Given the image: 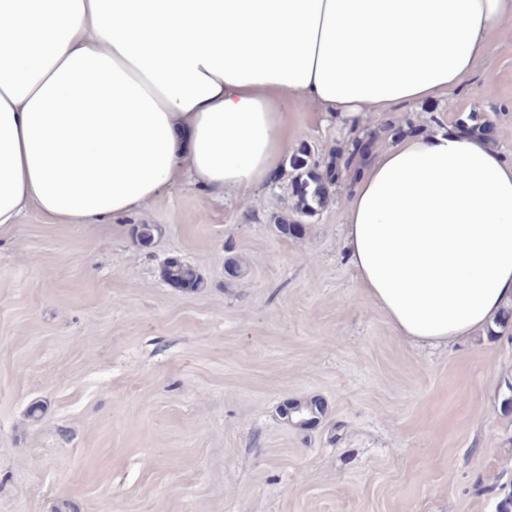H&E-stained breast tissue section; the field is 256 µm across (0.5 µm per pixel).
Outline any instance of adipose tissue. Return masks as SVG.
<instances>
[{
  "label": "adipose tissue",
  "instance_id": "1",
  "mask_svg": "<svg viewBox=\"0 0 512 512\" xmlns=\"http://www.w3.org/2000/svg\"><path fill=\"white\" fill-rule=\"evenodd\" d=\"M509 25L512 0H0V228L137 214L185 178L249 197L289 103L441 98ZM342 240L400 336L451 346L512 304V163L405 133L355 180Z\"/></svg>",
  "mask_w": 512,
  "mask_h": 512
}]
</instances>
